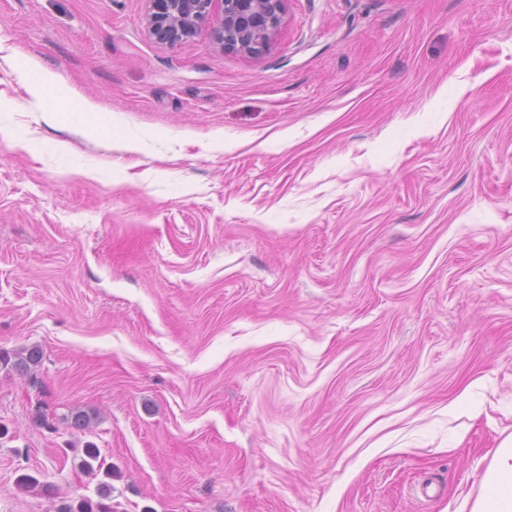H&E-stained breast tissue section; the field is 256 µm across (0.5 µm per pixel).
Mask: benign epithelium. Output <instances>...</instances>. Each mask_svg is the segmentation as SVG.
<instances>
[{"instance_id":"benign-epithelium-1","label":"benign epithelium","mask_w":512,"mask_h":512,"mask_svg":"<svg viewBox=\"0 0 512 512\" xmlns=\"http://www.w3.org/2000/svg\"><path fill=\"white\" fill-rule=\"evenodd\" d=\"M149 34L174 45L210 24L214 42L226 52L258 56L281 28L287 0H148Z\"/></svg>"}]
</instances>
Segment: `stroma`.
<instances>
[{"label": "stroma", "mask_w": 512, "mask_h": 512, "mask_svg": "<svg viewBox=\"0 0 512 512\" xmlns=\"http://www.w3.org/2000/svg\"><path fill=\"white\" fill-rule=\"evenodd\" d=\"M147 7L0 0V351L42 352L0 367V512L94 497L88 442L108 512H470L512 434V0H288L256 58Z\"/></svg>", "instance_id": "1"}]
</instances>
